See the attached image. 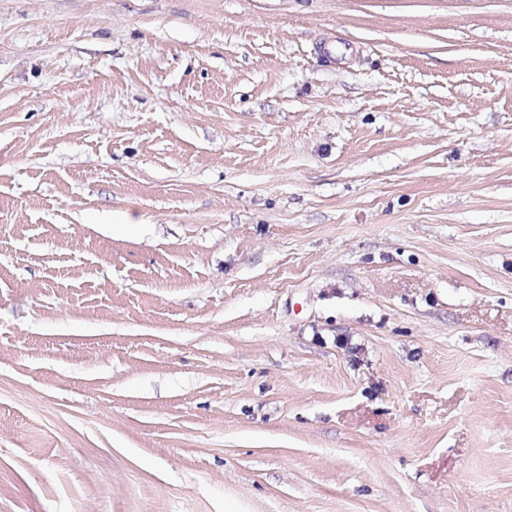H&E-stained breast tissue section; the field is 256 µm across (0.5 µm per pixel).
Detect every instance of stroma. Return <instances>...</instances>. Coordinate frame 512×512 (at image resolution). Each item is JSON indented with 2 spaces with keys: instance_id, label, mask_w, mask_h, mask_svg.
Here are the masks:
<instances>
[{
  "instance_id": "1",
  "label": "stroma",
  "mask_w": 512,
  "mask_h": 512,
  "mask_svg": "<svg viewBox=\"0 0 512 512\" xmlns=\"http://www.w3.org/2000/svg\"><path fill=\"white\" fill-rule=\"evenodd\" d=\"M0 512H512V0H0Z\"/></svg>"
}]
</instances>
